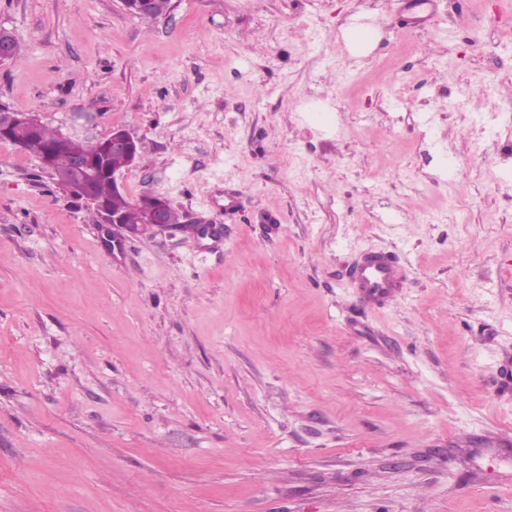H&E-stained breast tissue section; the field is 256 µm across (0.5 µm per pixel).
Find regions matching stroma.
<instances>
[{
	"instance_id": "obj_1",
	"label": "stroma",
	"mask_w": 512,
	"mask_h": 512,
	"mask_svg": "<svg viewBox=\"0 0 512 512\" xmlns=\"http://www.w3.org/2000/svg\"><path fill=\"white\" fill-rule=\"evenodd\" d=\"M497 2L0 0V104L128 130L124 194L181 216L97 223L0 141V512H512ZM371 254L406 276L381 306ZM405 272L400 262L387 255H373L355 268L354 285L375 305L386 303L403 288Z\"/></svg>"
}]
</instances>
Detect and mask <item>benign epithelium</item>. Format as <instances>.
I'll return each mask as SVG.
<instances>
[{"label":"benign epithelium","instance_id":"benign-epithelium-1","mask_svg":"<svg viewBox=\"0 0 512 512\" xmlns=\"http://www.w3.org/2000/svg\"><path fill=\"white\" fill-rule=\"evenodd\" d=\"M124 7L130 13H135L145 19H152L149 0H122ZM42 125L38 112H1L0 140H7L27 151L30 147L32 134ZM138 138L123 128H114L112 133L95 144H89L83 139L62 133L58 139L38 148L41 168L49 174H54V157L61 151L71 156V168L67 178V195L77 198L88 194L92 181L100 174L102 168L98 158L100 151H110L122 155L133 166L139 154L137 153ZM94 207L101 224L119 226L131 234L149 226L156 229L170 227L167 222L170 209L169 200L160 194H149L141 199L142 221L136 226L125 223L122 214L110 210L103 201H94Z\"/></svg>","mask_w":512,"mask_h":512}]
</instances>
